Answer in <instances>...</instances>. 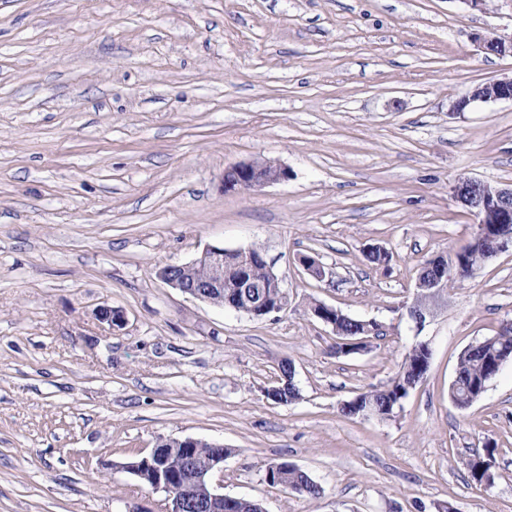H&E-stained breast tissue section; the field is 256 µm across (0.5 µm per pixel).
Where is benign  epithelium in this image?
<instances>
[{
    "label": "benign epithelium",
    "mask_w": 512,
    "mask_h": 512,
    "mask_svg": "<svg viewBox=\"0 0 512 512\" xmlns=\"http://www.w3.org/2000/svg\"><path fill=\"white\" fill-rule=\"evenodd\" d=\"M480 47L488 54L512 55V39L506 41L489 34L480 39ZM512 101V77L495 79L475 86L457 99L452 111L462 112L474 103ZM288 168L267 160H253L236 164L224 172V190H258L267 185L288 180ZM454 196L477 218L475 234L484 240L489 252L497 256L512 250V187L502 188L471 178H458L452 187ZM204 265L208 276L197 282L188 276L189 270ZM436 274L431 286L441 291L456 268L448 259L438 257L431 264ZM157 276L163 282L209 304H216L214 296L224 292V247L208 246L188 263L167 264L160 267ZM201 440L194 437L170 439L168 444L182 454L183 472L174 478L164 466L165 448L152 451L135 461L121 465V469L136 478L151 481V489L167 494V512H186L192 506L197 512H224V454L215 456L205 471L196 470L192 463V449Z\"/></svg>",
    "instance_id": "benign-epithelium-1"
}]
</instances>
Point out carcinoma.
Here are the masks:
<instances>
[{"mask_svg":"<svg viewBox=\"0 0 512 512\" xmlns=\"http://www.w3.org/2000/svg\"><path fill=\"white\" fill-rule=\"evenodd\" d=\"M251 263L248 267L249 276L254 284L252 297L245 298L239 288L240 261L238 254L224 255V306L238 312H245L252 316L264 307L273 306L280 301L281 290L272 287L266 263L259 260L262 250L252 248ZM452 256L456 258L458 275L456 280H464L474 275L476 270L489 261L486 244L482 241L469 239L467 244L455 250ZM326 319L330 320L333 333L336 335V351H341L344 342L349 341V349L345 354H355L367 348L369 338L380 335L378 325L374 322L367 324L342 311L329 312ZM427 359L426 348L417 342L406 352L400 369L406 366L415 367ZM501 360H512V328L484 338L469 347L461 354L458 364L457 377L450 386L449 394L465 403L470 397L477 395L481 389L491 381V365ZM289 360L279 364V382L265 391L268 400L276 405L288 406L300 398L299 390L294 382L288 379ZM401 373H396L386 385L362 392L341 406L340 411L346 417L360 415V411L368 405L376 406L386 414L394 415L398 407L402 406L404 399L410 394V388L400 382ZM496 448L487 443L484 454L477 455L469 462L470 481L481 485L491 481L488 476L490 462L494 458ZM277 486L287 492L299 496L316 497L321 488L308 473L294 467L288 468L280 477Z\"/></svg>","mask_w":512,"mask_h":512,"instance_id":"1","label":"carcinoma"}]
</instances>
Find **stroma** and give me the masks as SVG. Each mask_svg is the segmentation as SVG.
Listing matches in <instances>:
<instances>
[{"label": "stroma", "mask_w": 512, "mask_h": 512, "mask_svg": "<svg viewBox=\"0 0 512 512\" xmlns=\"http://www.w3.org/2000/svg\"><path fill=\"white\" fill-rule=\"evenodd\" d=\"M490 32L512 36V0H0V512H164L120 465L188 436L228 448L225 495L266 512H512V361L468 408L449 396L463 350L512 325V251L422 330L404 310L420 264L471 237L456 179L512 185V102L451 109L512 76ZM263 159L289 179L225 190ZM209 245L261 247L287 309L157 278ZM315 302L383 334L337 353ZM418 340L430 368L394 417L341 414ZM285 359L300 398L279 406ZM488 442L493 480L470 485ZM273 460L321 494L270 485Z\"/></svg>", "instance_id": "obj_1"}]
</instances>
